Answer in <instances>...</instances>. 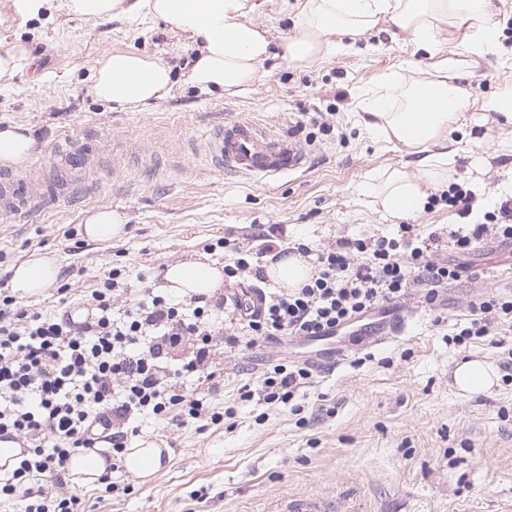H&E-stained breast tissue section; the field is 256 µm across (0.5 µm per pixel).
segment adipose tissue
Here are the masks:
<instances>
[{
	"instance_id": "obj_1",
	"label": "adipose tissue",
	"mask_w": 512,
	"mask_h": 512,
	"mask_svg": "<svg viewBox=\"0 0 512 512\" xmlns=\"http://www.w3.org/2000/svg\"><path fill=\"white\" fill-rule=\"evenodd\" d=\"M66 8L81 18L163 19L196 44L187 81L210 94L239 91L275 56L291 66H309L342 48L343 38L358 39L384 22L408 34L417 47L436 54L437 62L421 80L388 84L385 92L365 100L359 117L381 139L427 150L415 173L392 169L368 187V195L391 216L418 214L429 190L447 182L448 155L439 146L472 105L461 80L472 76L479 59L501 49L492 0H298L294 33L276 48L265 30L245 19L246 0H66ZM172 85V71L160 60L117 51L98 66L92 92L115 110L134 111L163 98ZM33 147L24 128H0V164L26 165ZM58 272L52 259L35 253L14 268L12 287L19 295H36L56 281ZM164 277L169 289L188 297L213 295L224 282L221 269L193 259L170 264Z\"/></svg>"
}]
</instances>
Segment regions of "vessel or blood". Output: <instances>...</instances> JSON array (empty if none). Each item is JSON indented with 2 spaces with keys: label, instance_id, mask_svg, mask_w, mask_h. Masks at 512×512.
I'll return each mask as SVG.
<instances>
[{
  "label": "vessel or blood",
  "instance_id": "b4317fda",
  "mask_svg": "<svg viewBox=\"0 0 512 512\" xmlns=\"http://www.w3.org/2000/svg\"><path fill=\"white\" fill-rule=\"evenodd\" d=\"M208 155L214 167L252 176L300 171L307 155L293 138L266 133L250 121L231 120L213 130ZM58 195L39 177L0 174V215L22 221ZM335 500L300 495L283 500L277 512H334Z\"/></svg>",
  "mask_w": 512,
  "mask_h": 512
}]
</instances>
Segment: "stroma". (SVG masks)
<instances>
[{
  "mask_svg": "<svg viewBox=\"0 0 512 512\" xmlns=\"http://www.w3.org/2000/svg\"><path fill=\"white\" fill-rule=\"evenodd\" d=\"M0 0V55L21 49L28 66L0 80V127L21 124L34 138L35 165L68 176L59 150L91 140L94 167L83 190L26 223L0 218V279L32 253L52 258L67 294L49 287L27 298L37 310H67L89 299L112 268L130 294L164 285L168 263L195 259L224 265L226 238L247 244L260 225L279 224L283 243L311 250L346 239L396 233L365 186L387 170H413L411 148L386 142L356 122L360 103L380 84H410L433 60L407 35L372 32L355 52L339 51L300 68L268 60L242 93H197L186 76L197 53L162 20L75 18L65 0L39 13ZM252 15L272 43L290 35L297 0H256ZM502 51L481 60L466 84L473 106L448 131V180L469 190L471 213L432 192L412 223L431 232L482 222L512 198V128L482 108L512 86V14L499 15ZM146 54L173 71L170 94L135 112L112 110L90 88L99 61L114 51ZM323 123L310 124L311 114ZM256 123L293 137L309 155L305 170L271 179L220 171L207 158L211 131L228 120ZM120 215L122 237L87 240L82 226L99 210ZM462 278L437 310L420 298L395 305L418 315L391 342L353 344L347 359L313 368L297 404H257L239 397L260 368L293 358L289 343L224 349L215 360L219 386L189 381L188 390L224 413L220 424L174 429L143 419L139 437L157 441L170 460L152 478L128 471V494L102 484L77 486L85 512H275L286 498L333 497L337 512H512V331L460 348L448 337L466 324L470 304L489 294L512 296V243L489 237L465 259ZM478 358L498 380L487 391L460 394L459 362Z\"/></svg>",
  "mask_w": 512,
  "mask_h": 512,
  "instance_id": "35a3bbf8",
  "label": "stroma"
}]
</instances>
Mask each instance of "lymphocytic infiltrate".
I'll use <instances>...</instances> for the list:
<instances>
[{
  "instance_id": "1",
  "label": "lymphocytic infiltrate",
  "mask_w": 512,
  "mask_h": 512,
  "mask_svg": "<svg viewBox=\"0 0 512 512\" xmlns=\"http://www.w3.org/2000/svg\"><path fill=\"white\" fill-rule=\"evenodd\" d=\"M484 218L449 230L450 249L469 253L488 235L512 241L511 199ZM282 232V225L271 224L258 234L257 245L236 247L225 278L265 282V264ZM438 240L436 233L424 236L402 224L394 237L342 241L320 252L316 273L302 287L258 289L257 306L239 315L250 343L336 336L417 289L425 304L435 305L463 271L440 258ZM124 293L119 271L111 270L93 290L85 315L75 317L31 310L0 289V437L26 446L0 469V498L18 502L24 512H81L80 497L65 491L69 465L80 451L96 448L102 440L97 429L107 430L112 453L101 482L118 496L128 487L112 475L121 469L131 420L147 414L180 429L224 419L185 392L179 377L214 378L217 350L238 346L239 337L212 321L204 298L178 301L150 287L133 300ZM504 326L512 329V298L489 295L472 304L467 325L452 341L462 346ZM311 378L305 363H276L261 371L255 385L243 386L240 396L286 404Z\"/></svg>"
}]
</instances>
